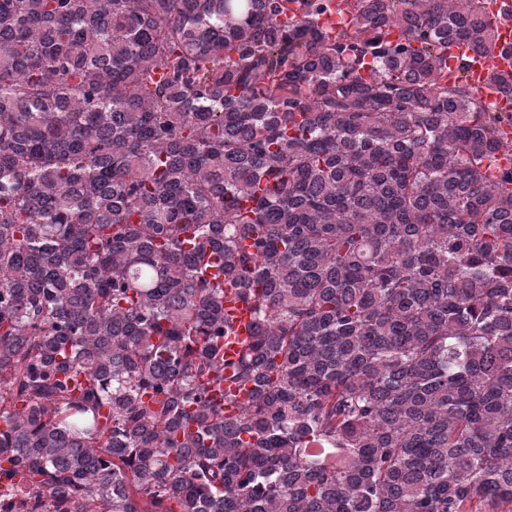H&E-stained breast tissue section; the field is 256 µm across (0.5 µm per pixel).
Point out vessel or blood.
<instances>
[{
	"mask_svg": "<svg viewBox=\"0 0 512 512\" xmlns=\"http://www.w3.org/2000/svg\"><path fill=\"white\" fill-rule=\"evenodd\" d=\"M490 19L497 31L498 43L490 54L470 55L466 78L473 89V95L483 103L489 104L494 111L508 115L512 113V97L491 93L488 80L491 73H512V0H495L490 11ZM230 310L235 332L229 336L224 347L225 356H232L240 342L252 335V323L247 306L240 301L226 304Z\"/></svg>",
	"mask_w": 512,
	"mask_h": 512,
	"instance_id": "1",
	"label": "vessel or blood"
}]
</instances>
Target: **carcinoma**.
Returning <instances> with one entry per match:
<instances>
[{
    "instance_id": "1",
    "label": "carcinoma",
    "mask_w": 512,
    "mask_h": 512,
    "mask_svg": "<svg viewBox=\"0 0 512 512\" xmlns=\"http://www.w3.org/2000/svg\"><path fill=\"white\" fill-rule=\"evenodd\" d=\"M487 13L0 0V512H512ZM226 309L231 310L235 333L228 338L229 344H224V358L232 359V354L238 349L239 343L248 340L252 335V323L248 307L238 300H229Z\"/></svg>"
}]
</instances>
